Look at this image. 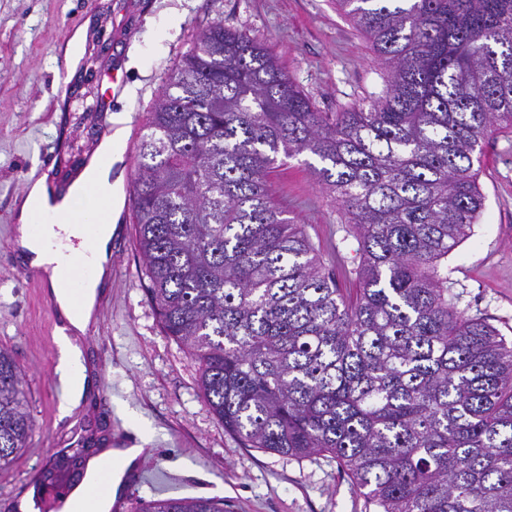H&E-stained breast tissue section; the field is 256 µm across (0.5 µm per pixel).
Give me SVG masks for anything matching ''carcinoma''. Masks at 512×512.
Segmentation results:
<instances>
[{
    "instance_id": "obj_1",
    "label": "carcinoma",
    "mask_w": 512,
    "mask_h": 512,
    "mask_svg": "<svg viewBox=\"0 0 512 512\" xmlns=\"http://www.w3.org/2000/svg\"><path fill=\"white\" fill-rule=\"evenodd\" d=\"M337 2L387 75L356 107L318 111L221 22L169 76L131 198L145 293L245 447L335 459L374 512H512V342L448 294V253L484 207L474 158L512 129V0ZM305 153L357 228L355 288L272 203L270 176ZM32 427L1 348V470Z\"/></svg>"
}]
</instances>
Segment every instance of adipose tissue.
<instances>
[{
    "label": "adipose tissue",
    "instance_id": "ef3b65f1",
    "mask_svg": "<svg viewBox=\"0 0 512 512\" xmlns=\"http://www.w3.org/2000/svg\"><path fill=\"white\" fill-rule=\"evenodd\" d=\"M122 130H115L96 148L90 165L81 173L62 201L50 204L45 178L35 180L17 206L19 223L14 248L24 262L41 269L48 280L50 293L60 316L69 331L59 338L62 354L60 372L64 383L74 394H83L87 381V367L81 352L74 343L75 337L87 335L96 320L100 288L109 274L112 257V233L118 220L122 197L119 183L112 180L113 165L122 160ZM93 185L100 201L109 210L108 222L87 227L81 224H46L40 232H32L30 223L39 214L73 215L87 213L91 204L84 196L86 185ZM95 237L93 248L85 262L91 275L82 288L80 298H73L61 285L62 248L70 247L72 240L85 233ZM137 448L109 449L88 462L87 477L77 494L66 503V512H106L108 498L98 494L100 484H117L121 471L132 465L140 456Z\"/></svg>",
    "mask_w": 512,
    "mask_h": 512
}]
</instances>
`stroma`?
I'll return each mask as SVG.
<instances>
[{
	"label": "stroma",
	"mask_w": 512,
	"mask_h": 512,
	"mask_svg": "<svg viewBox=\"0 0 512 512\" xmlns=\"http://www.w3.org/2000/svg\"><path fill=\"white\" fill-rule=\"evenodd\" d=\"M218 21L269 47L319 111L357 106L385 88V70L336 0H0V347L24 373L34 421L25 451L0 470V512H12V483L36 475L60 449L78 439L127 448L140 428L152 436L151 451L139 461L145 481L125 490L129 503L195 496L223 501L224 512H365L336 460L244 447L210 411L197 361L164 335L145 295L130 204L112 238L97 329L81 349L94 376L72 414L61 410L67 393L57 372L61 331L49 286L31 282L12 247L14 206L31 174L67 177L98 144L110 77L125 82L111 119L124 128L125 142H139L169 74ZM82 25L85 50L62 114L57 49ZM62 125L67 143L46 167L45 149ZM477 182L484 209L471 237L448 256V286L458 309L512 340V130L487 132ZM271 190L286 217L305 225L339 283L355 284V231L303 160L280 168Z\"/></svg>",
	"instance_id": "obj_1"
}]
</instances>
